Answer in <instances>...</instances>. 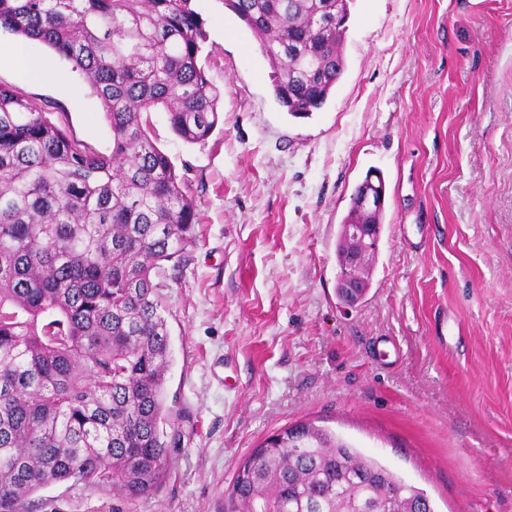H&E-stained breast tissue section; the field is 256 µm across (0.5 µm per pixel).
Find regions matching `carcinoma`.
<instances>
[{
  "mask_svg": "<svg viewBox=\"0 0 512 512\" xmlns=\"http://www.w3.org/2000/svg\"><path fill=\"white\" fill-rule=\"evenodd\" d=\"M272 64L294 117L319 110L345 70V0H225ZM0 29L46 45L102 101L100 152L0 85V512L54 484L147 498L180 434L164 413L170 332L163 263L194 241L184 176L149 136L161 106L206 141L220 91L199 55L192 0H0ZM294 43L298 52L288 51ZM434 512L412 486L327 428L286 426L239 467L224 512Z\"/></svg>",
  "mask_w": 512,
  "mask_h": 512,
  "instance_id": "obj_1",
  "label": "carcinoma"
}]
</instances>
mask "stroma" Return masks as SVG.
Returning <instances> with one entry per match:
<instances>
[{
    "label": "stroma",
    "mask_w": 512,
    "mask_h": 512,
    "mask_svg": "<svg viewBox=\"0 0 512 512\" xmlns=\"http://www.w3.org/2000/svg\"><path fill=\"white\" fill-rule=\"evenodd\" d=\"M220 89L203 144L149 113L199 222L166 264V410L181 433L165 483L137 502L54 484L38 512H224L246 457L312 421L424 489L434 512H512V0H350L345 72L291 116L259 42L224 0H193ZM49 72L0 58V84L98 150L102 103L40 44ZM379 170L370 287L336 293V234Z\"/></svg>",
    "instance_id": "35a3bbf8"
}]
</instances>
